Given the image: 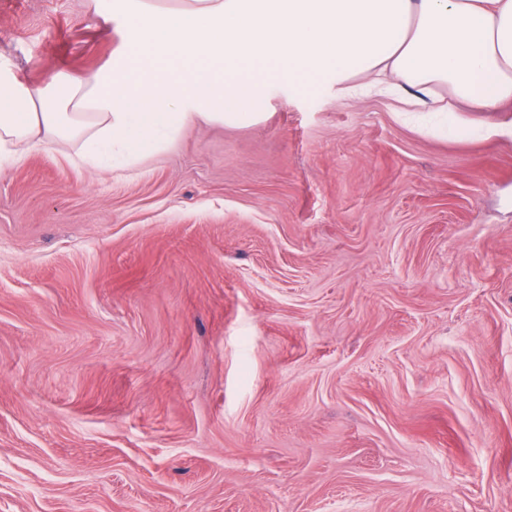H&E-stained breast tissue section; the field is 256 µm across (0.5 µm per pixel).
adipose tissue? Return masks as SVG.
Segmentation results:
<instances>
[{
	"instance_id": "1",
	"label": "adipose tissue",
	"mask_w": 512,
	"mask_h": 512,
	"mask_svg": "<svg viewBox=\"0 0 512 512\" xmlns=\"http://www.w3.org/2000/svg\"><path fill=\"white\" fill-rule=\"evenodd\" d=\"M124 26L110 67L31 87L0 55V161L77 142L70 161L136 165L190 124L263 120L275 88L389 94L436 112L434 87L482 111L512 101V0H109Z\"/></svg>"
}]
</instances>
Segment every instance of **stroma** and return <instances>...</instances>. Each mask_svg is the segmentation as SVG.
Returning <instances> with one entry per match:
<instances>
[{
    "instance_id": "35a3bbf8",
    "label": "stroma",
    "mask_w": 512,
    "mask_h": 512,
    "mask_svg": "<svg viewBox=\"0 0 512 512\" xmlns=\"http://www.w3.org/2000/svg\"><path fill=\"white\" fill-rule=\"evenodd\" d=\"M120 43L103 0H0L27 85ZM397 107L0 167V512H512V102Z\"/></svg>"
}]
</instances>
